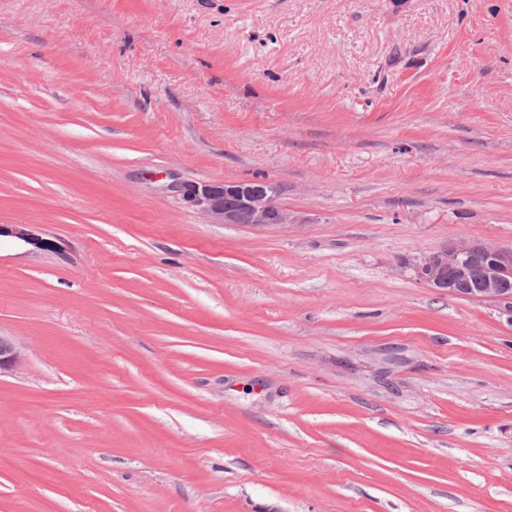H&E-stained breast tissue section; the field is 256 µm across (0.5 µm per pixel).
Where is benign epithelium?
Segmentation results:
<instances>
[{"mask_svg":"<svg viewBox=\"0 0 512 512\" xmlns=\"http://www.w3.org/2000/svg\"><path fill=\"white\" fill-rule=\"evenodd\" d=\"M183 206L212 224L286 227L295 217L279 203L282 188L263 181H188L174 185ZM12 236L37 248L54 243L35 237L25 224H1L0 237ZM413 277L437 292L489 300L512 326V247L481 240L451 243L408 264ZM18 356L15 341L0 335V374Z\"/></svg>","mask_w":512,"mask_h":512,"instance_id":"benign-epithelium-1","label":"benign epithelium"}]
</instances>
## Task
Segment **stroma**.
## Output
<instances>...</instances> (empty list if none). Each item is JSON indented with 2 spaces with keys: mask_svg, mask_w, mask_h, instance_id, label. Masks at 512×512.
<instances>
[{
  "mask_svg": "<svg viewBox=\"0 0 512 512\" xmlns=\"http://www.w3.org/2000/svg\"><path fill=\"white\" fill-rule=\"evenodd\" d=\"M0 224V512H512V0H0ZM183 206L212 224L279 226L296 224L279 203L282 188L263 181H188L175 184ZM413 277L437 292L489 300L512 325V247L481 240L451 243L408 264Z\"/></svg>",
  "mask_w": 512,
  "mask_h": 512,
  "instance_id": "1",
  "label": "stroma"
}]
</instances>
